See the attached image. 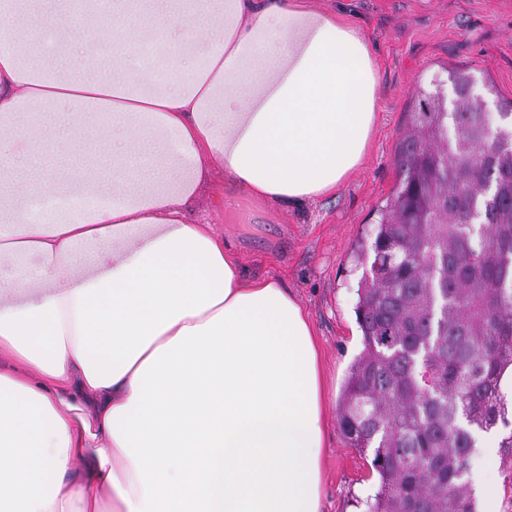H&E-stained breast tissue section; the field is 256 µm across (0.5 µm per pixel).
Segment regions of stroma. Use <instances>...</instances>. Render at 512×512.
I'll return each mask as SVG.
<instances>
[{"instance_id":"stroma-1","label":"stroma","mask_w":512,"mask_h":512,"mask_svg":"<svg viewBox=\"0 0 512 512\" xmlns=\"http://www.w3.org/2000/svg\"><path fill=\"white\" fill-rule=\"evenodd\" d=\"M348 11L376 50L381 106L362 169L335 196L300 208L257 205L240 198L233 219L212 207L221 172L206 179L191 218L224 230L246 278L282 280L305 306L318 333L328 389L329 446L325 450L324 512H367L377 486L369 456L349 448L340 429L338 399L353 359L362 351L355 319L361 276L351 246L375 222V209L396 181L397 141L420 87L447 69L470 70L512 97V0H317Z\"/></svg>"}]
</instances>
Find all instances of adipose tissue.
Returning <instances> with one entry per match:
<instances>
[{"label":"adipose tissue","mask_w":512,"mask_h":512,"mask_svg":"<svg viewBox=\"0 0 512 512\" xmlns=\"http://www.w3.org/2000/svg\"><path fill=\"white\" fill-rule=\"evenodd\" d=\"M379 105L364 27L314 0H0V256L41 282L0 283V512H321L307 313L186 211L213 169L222 211L335 195ZM76 185L109 204L31 219Z\"/></svg>","instance_id":"obj_1"}]
</instances>
